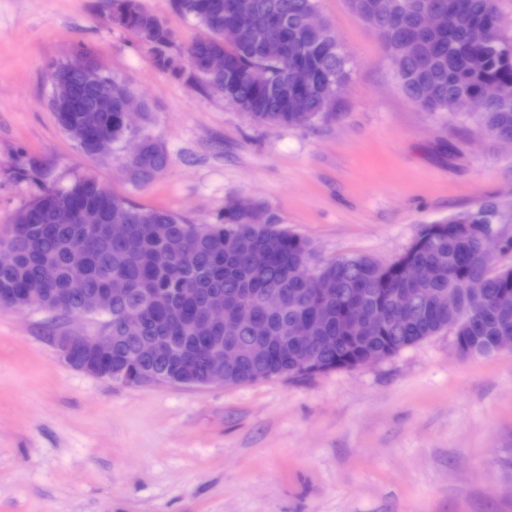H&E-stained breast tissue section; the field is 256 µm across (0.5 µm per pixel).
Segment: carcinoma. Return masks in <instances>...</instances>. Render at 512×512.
Wrapping results in <instances>:
<instances>
[{
	"mask_svg": "<svg viewBox=\"0 0 512 512\" xmlns=\"http://www.w3.org/2000/svg\"><path fill=\"white\" fill-rule=\"evenodd\" d=\"M172 6L210 32L187 47L183 62L170 52L171 31L141 0H108L107 16L126 13L123 25L159 69L177 80L205 82L260 125L304 127L336 110V78L348 77V63L328 22L318 30L307 27L316 0H172ZM425 9L441 15L438 30L421 28ZM361 11L387 54L400 58L397 76L410 100L428 112L469 117L496 138H512V35L494 27L496 0H393L387 6L362 0ZM238 14L249 15L253 25L227 43L222 31ZM475 23L490 29L489 43H470ZM275 43L282 44V56H266L264 46ZM215 52L225 60L218 74L204 68ZM299 65L311 78L296 112L293 70ZM101 67L92 50L79 47L73 59L53 66L51 89L74 98L76 111L63 123L71 138L100 133L119 144L128 136L119 113L93 111L97 89L79 76ZM167 165L166 153L151 140L143 160L129 170L136 182L147 183ZM86 212L99 218L93 237L84 232ZM109 218L130 226L127 240L109 237ZM483 219L493 229L512 221V203L487 199L444 224L420 225L405 260L438 266L442 274L409 283L397 266L368 255L315 262L306 238L279 227L263 204L248 197L225 206L215 222L194 224L167 210L139 207L84 177L66 187L42 186L0 234L14 253L11 264L0 266V308L24 304L54 316L77 314L85 293L117 285L123 292L112 296V343L103 357L115 368L137 364L159 381L185 378L195 386L205 385L209 362L223 348L239 353L224 369L226 385L353 369L443 331L463 356H489L494 337L512 333V310L495 306L496 296L512 287V267L493 268L478 234L450 231L456 222ZM242 302L253 306L260 327L241 325L229 337L218 324L205 341L193 334L212 304L224 305V318L232 320ZM132 312L141 316L142 328L128 337L124 320ZM367 317L379 320V334L350 329L348 321ZM308 320L316 322L310 341L281 337ZM159 342L168 350L156 360Z\"/></svg>",
	"mask_w": 512,
	"mask_h": 512,
	"instance_id": "cac0c4a2",
	"label": "carcinoma"
}]
</instances>
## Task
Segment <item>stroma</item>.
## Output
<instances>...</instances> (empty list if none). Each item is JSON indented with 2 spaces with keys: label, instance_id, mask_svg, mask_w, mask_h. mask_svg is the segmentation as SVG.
Listing matches in <instances>:
<instances>
[{
  "label": "stroma",
  "instance_id": "1",
  "mask_svg": "<svg viewBox=\"0 0 512 512\" xmlns=\"http://www.w3.org/2000/svg\"><path fill=\"white\" fill-rule=\"evenodd\" d=\"M107 0H0V229L41 185L97 179L204 224L248 196L318 261L388 263L420 225L512 200V149L402 92L350 0H317L348 59L336 110L306 127L254 123L205 83L158 69ZM181 57L206 31L142 0ZM96 52L146 111L168 168L135 183L126 151L81 152L47 73ZM35 167L39 180L21 176ZM99 317L0 310V512H512V352L462 358L441 332L377 364L308 379L128 387L77 371L50 342Z\"/></svg>",
  "mask_w": 512,
  "mask_h": 512
}]
</instances>
